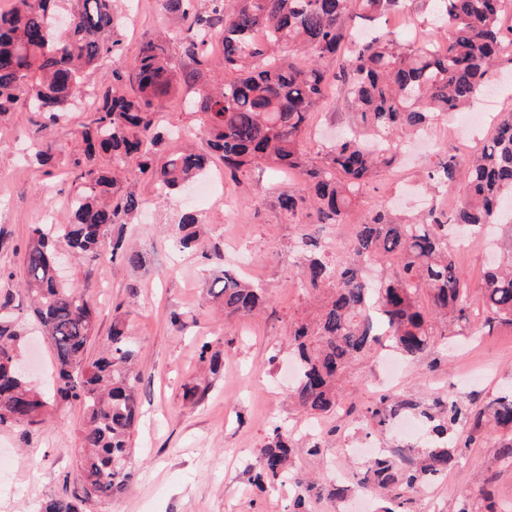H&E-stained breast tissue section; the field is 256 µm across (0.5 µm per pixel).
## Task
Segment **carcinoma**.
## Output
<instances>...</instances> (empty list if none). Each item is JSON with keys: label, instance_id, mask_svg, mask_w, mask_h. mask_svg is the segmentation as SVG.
<instances>
[{"label": "carcinoma", "instance_id": "cac0c4a2", "mask_svg": "<svg viewBox=\"0 0 512 512\" xmlns=\"http://www.w3.org/2000/svg\"><path fill=\"white\" fill-rule=\"evenodd\" d=\"M119 0H13L0 11V117L24 105L52 126L83 96V73L110 62L95 118L76 130L85 144L74 158L78 186L67 224H33L25 249L24 286L40 332L54 351V396L82 407L80 431L82 498L105 500L128 487L131 437L138 419V377L132 370L136 345L124 327L112 325L110 345L89 360L87 345L96 335L88 295L68 287L48 256L64 240L72 256L98 262L110 227L141 209L142 201L124 185L131 172L156 180L160 192L186 190L208 171V156L185 148L158 162L165 141L157 102L178 84L195 86L188 110L200 121L210 151L224 161L231 180L251 168L281 173L299 171L300 186L281 194L280 211L293 219L306 215L316 224H341L356 206L368 204L365 221L356 225L348 256L329 259L320 240L305 231L294 238L299 255L295 285L319 302L316 318L294 323L292 354L298 368L290 398L318 418L354 409L340 383L347 365L365 355L376 340L374 324L385 328L394 348L415 361L445 335L448 320L466 335L469 296L462 269L454 259L448 225L501 224L505 241L482 277L486 321L512 326V111L500 113L480 152L465 159L448 154L428 174L433 189L464 178L463 198L450 211L432 206L415 220L386 206L367 203V186L399 161L402 138L424 132L464 111L476 90L496 69L512 71V0H435L446 47L404 43L389 31L357 38L359 23H371L403 0H161L181 24L183 36L159 34L143 42L132 58L124 53ZM261 30L264 36L254 38ZM221 41L224 77L210 69V41ZM179 41L190 66L177 74L172 47ZM336 62L329 72L326 63ZM127 82L133 95H115ZM350 100V132L310 160L306 131L313 108L331 91ZM200 216L182 211L171 238L174 250L196 242ZM394 260L387 276L373 279L377 262ZM222 266L210 295L228 317L246 318L266 304L265 289L242 280L214 251ZM22 335L8 302L0 304V428L40 425L48 407L45 396L17 371ZM436 413L420 416L433 423L432 447L419 462L399 467L386 456L370 461L363 483L400 499L448 474L458 456L448 447V430L470 421L472 435L485 413H471L456 401H434ZM410 407L395 401L390 409L368 407L364 418L379 427ZM495 424L512 430V393L489 403ZM297 447L292 432L276 425L259 449L253 475L265 493L289 479ZM39 512H78L74 500L58 497Z\"/></svg>", "mask_w": 512, "mask_h": 512}]
</instances>
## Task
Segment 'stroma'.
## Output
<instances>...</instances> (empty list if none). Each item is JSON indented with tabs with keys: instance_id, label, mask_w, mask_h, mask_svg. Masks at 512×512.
Here are the masks:
<instances>
[{
	"instance_id": "1",
	"label": "stroma",
	"mask_w": 512,
	"mask_h": 512,
	"mask_svg": "<svg viewBox=\"0 0 512 512\" xmlns=\"http://www.w3.org/2000/svg\"><path fill=\"white\" fill-rule=\"evenodd\" d=\"M404 11H392L370 24L374 34L399 31L410 42L438 38L440 24L434 0H404ZM176 20L159 0H131L122 30L125 52L134 56L140 44L159 30L175 29ZM186 88H179L163 103L161 126L177 135L161 147L168 154L180 149L179 133L196 129V114L185 106ZM97 103L89 94L72 106L66 120L44 130L33 113L18 108L0 119V302L10 301L26 335L25 355L33 366L31 381L46 389L55 367L49 343L33 335L34 316L21 290L23 253L29 227L45 219L64 224L70 219L69 196L75 178L69 166L82 143L75 131L89 123ZM346 96H332L315 107L307 133L311 153L329 144L348 124ZM431 147L406 149L400 167L416 188L406 195L401 211L413 215L434 198L425 182L439 154L457 153L453 125L441 120L428 131ZM52 153L50 164L33 158L35 148ZM297 178L253 169L237 183H226L222 197L190 203L188 195H158L147 179L136 190L144 207L133 223L125 225L126 242L145 255L135 269L123 255H104L92 265H77L69 272L73 288L87 291L97 316L98 333L88 348L96 358L108 343L113 321H123L139 347L136 370L140 422L131 439L129 466L133 474L124 495L107 501H82L79 512H288L293 484L262 497L254 496L250 480L259 466L258 450L266 441L272 421L291 427H310L327 436L332 452L320 458L298 454L293 474L313 480L320 492L306 503L308 512H512V468L495 465L503 438L486 424L480 440L458 449V466L429 489L412 491L403 502L380 492L361 491L339 502L330 494L339 482L353 484L365 471L366 457L352 449L364 443L382 453L405 458L421 455L431 435L407 438L398 420L387 427L359 419V412L385 393L402 401L429 407L434 398L457 401L477 411L487 409L496 396L512 390V327L487 324L479 307L481 279L489 258V241L465 243L457 261L466 274L471 308L470 336L449 327L447 338L418 361L406 364L395 385L385 383L379 360L385 348L353 362L345 389L356 404L354 415L309 422L288 399L284 364L288 359L291 323L310 318L315 308L295 288L298 263L290 247L305 217L295 223L281 215L278 197L294 188ZM195 208L203 225L196 251L176 253L168 240L180 211ZM220 251L226 262L238 265L242 277L262 285L265 309L245 319H225L209 298L205 282L209 253ZM183 324L175 326L172 314ZM221 352L224 368L210 374L200 356L202 343ZM206 386L198 401L185 398L187 387ZM83 413L79 406L55 402L45 423L36 428L0 430V455L7 465L0 474V512H38L41 504L63 495L82 494L77 455Z\"/></svg>"
}]
</instances>
